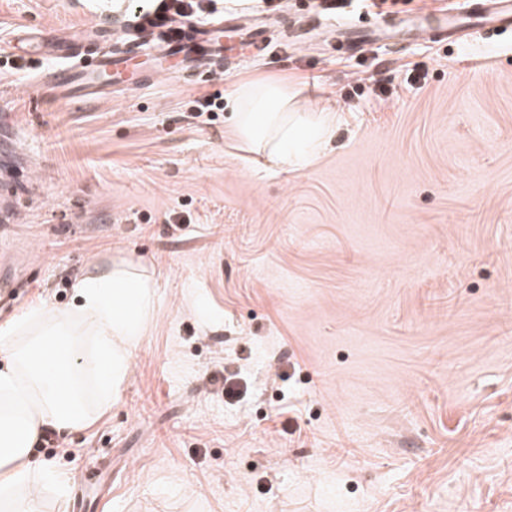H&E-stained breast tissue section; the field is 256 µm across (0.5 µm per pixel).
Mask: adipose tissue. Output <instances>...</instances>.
I'll use <instances>...</instances> for the list:
<instances>
[{
  "mask_svg": "<svg viewBox=\"0 0 512 512\" xmlns=\"http://www.w3.org/2000/svg\"><path fill=\"white\" fill-rule=\"evenodd\" d=\"M293 88L245 83L231 99L233 132L247 151L278 165L312 159L295 148L301 131L320 143L331 112H303ZM75 303L34 307L0 323V507L36 512L40 484L63 485L32 450L45 432L88 429L119 398L147 330L152 285L133 263L113 262L74 279Z\"/></svg>",
  "mask_w": 512,
  "mask_h": 512,
  "instance_id": "ef3b65f1",
  "label": "adipose tissue"
}]
</instances>
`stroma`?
Returning <instances> with one entry per match:
<instances>
[{
	"mask_svg": "<svg viewBox=\"0 0 512 512\" xmlns=\"http://www.w3.org/2000/svg\"><path fill=\"white\" fill-rule=\"evenodd\" d=\"M103 0H0V246L15 300L64 308L105 256L140 258L152 320L87 430L39 442L69 477L40 512H512V32L352 48L373 0H210L222 73L115 18L126 73L70 100L19 27L79 34ZM263 23L267 49L224 26ZM331 108L309 165L240 150L238 85Z\"/></svg>",
	"mask_w": 512,
	"mask_h": 512,
	"instance_id": "stroma-1",
	"label": "stroma"
}]
</instances>
